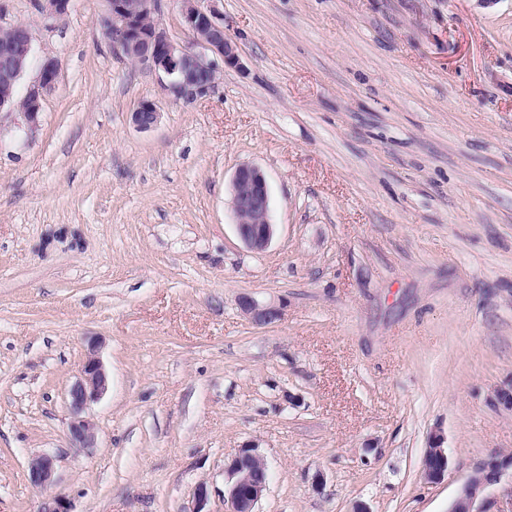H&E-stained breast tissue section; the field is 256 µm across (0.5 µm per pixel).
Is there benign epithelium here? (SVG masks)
Here are the masks:
<instances>
[{
    "label": "benign epithelium",
    "mask_w": 512,
    "mask_h": 512,
    "mask_svg": "<svg viewBox=\"0 0 512 512\" xmlns=\"http://www.w3.org/2000/svg\"><path fill=\"white\" fill-rule=\"evenodd\" d=\"M73 0H34L36 9L47 24L68 15ZM162 0H106V9L97 26L112 47V53L145 69L164 75L167 88L177 101L193 103L216 92L219 65L241 66L237 44L227 37L224 19L213 5L215 0H175L190 42L180 43L169 35L160 21ZM11 39L0 48V112L8 110L14 124L33 134L40 125L43 101L55 89L59 63L47 56L38 64L35 76L24 94L18 84L28 70L34 35L24 22L7 26ZM157 104L142 100L130 112L133 126L142 132L155 128L160 119ZM230 206L233 224L247 248L264 252L272 242L274 225L269 219L270 190L264 172L254 164H242L230 182ZM238 305L243 316L254 326H268L281 316L282 304L262 303L245 294ZM111 387V379L100 358L98 344L87 349L80 377L68 390L69 421L67 439L72 448H93L95 424L86 416L90 406L102 399ZM438 429L428 439L423 455V476L438 483L448 475V448ZM264 460L258 445L246 444L238 449L225 467L224 512H257L256 507L269 483V470L258 472L254 462ZM56 457L41 454L28 465L30 483L46 490L54 483ZM512 457H492L475 468L458 488L448 512H493L495 488L507 471ZM210 490L198 484L192 493L188 512H209ZM37 512H72L67 497L49 493L42 497Z\"/></svg>",
    "instance_id": "obj_1"
}]
</instances>
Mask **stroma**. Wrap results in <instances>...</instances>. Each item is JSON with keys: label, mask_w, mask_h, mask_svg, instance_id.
Segmentation results:
<instances>
[{"label": "stroma", "mask_w": 512, "mask_h": 512, "mask_svg": "<svg viewBox=\"0 0 512 512\" xmlns=\"http://www.w3.org/2000/svg\"><path fill=\"white\" fill-rule=\"evenodd\" d=\"M105 5L49 27L0 0L60 65L36 132L0 133V512H36L41 453L73 512H187L201 482L224 512L249 442L258 512H447L512 454V0H217L243 66L188 105L113 54ZM243 163L270 187L262 253L232 223ZM244 294L280 319L250 324ZM92 340L112 386L79 451ZM161 115L162 112H160L157 104L146 99L137 104L130 114V120L137 130L146 132L158 125ZM98 348L97 343L90 344L80 377L68 390L67 439L70 448L86 449L95 447L96 444L95 424L86 413L111 387V379L100 358ZM444 443L445 438L440 430H434L430 434L422 459V473L430 483L441 482L448 475L449 456ZM257 460L265 459L258 452V445L250 443L239 448L225 467V512H257L269 483L268 466L257 472L254 468ZM56 457L41 454L33 457L28 465L30 483L41 490H47L54 483Z\"/></svg>", "instance_id": "35a3bbf8"}]
</instances>
